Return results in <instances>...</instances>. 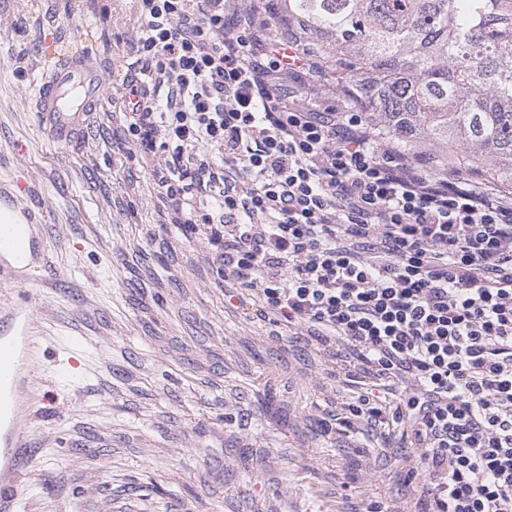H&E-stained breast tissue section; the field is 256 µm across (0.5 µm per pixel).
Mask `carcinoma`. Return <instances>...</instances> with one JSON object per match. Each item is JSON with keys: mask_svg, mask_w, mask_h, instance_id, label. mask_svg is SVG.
I'll return each instance as SVG.
<instances>
[{"mask_svg": "<svg viewBox=\"0 0 512 512\" xmlns=\"http://www.w3.org/2000/svg\"><path fill=\"white\" fill-rule=\"evenodd\" d=\"M283 2L377 129L512 187V0Z\"/></svg>", "mask_w": 512, "mask_h": 512, "instance_id": "obj_1", "label": "carcinoma"}]
</instances>
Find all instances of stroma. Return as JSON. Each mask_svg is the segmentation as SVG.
Masks as SVG:
<instances>
[{
  "label": "stroma",
  "instance_id": "stroma-1",
  "mask_svg": "<svg viewBox=\"0 0 512 512\" xmlns=\"http://www.w3.org/2000/svg\"><path fill=\"white\" fill-rule=\"evenodd\" d=\"M134 20L131 0H0V183L62 275L0 284V309L35 291L39 324L16 512H416L409 441L336 426L359 390L340 360L259 317L169 224L121 121ZM68 49L106 95L60 144L36 103Z\"/></svg>",
  "mask_w": 512,
  "mask_h": 512
}]
</instances>
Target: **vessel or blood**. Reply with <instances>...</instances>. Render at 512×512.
I'll return each instance as SVG.
<instances>
[{
	"label": "vessel or blood",
	"mask_w": 512,
	"mask_h": 512,
	"mask_svg": "<svg viewBox=\"0 0 512 512\" xmlns=\"http://www.w3.org/2000/svg\"><path fill=\"white\" fill-rule=\"evenodd\" d=\"M103 92V74L93 60L81 52L68 53L45 77L37 100L40 120L57 141L71 142L83 130L87 113L101 103ZM33 225L31 213L16 216L1 191L0 253L10 252L16 260L14 267H0L1 278L12 280L25 272L35 278L41 275L40 263L46 260L47 251ZM33 302L32 294L27 293L22 305L0 310V455L10 473L0 481V512H15L16 478L30 463L28 437L16 426L21 415L15 404L21 381L15 370V351L29 330L24 314Z\"/></svg>",
	"instance_id": "b4317fda"
}]
</instances>
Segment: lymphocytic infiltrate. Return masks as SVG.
Returning <instances> with one entry per match:
<instances>
[{"label": "lymphocytic infiltrate", "instance_id": "lymphocytic-infiltrate-1", "mask_svg": "<svg viewBox=\"0 0 512 512\" xmlns=\"http://www.w3.org/2000/svg\"><path fill=\"white\" fill-rule=\"evenodd\" d=\"M126 138L161 156L170 224L259 315L375 381L355 422L419 450L420 512H512V189L326 102L316 55L243 0H133Z\"/></svg>", "mask_w": 512, "mask_h": 512}]
</instances>
